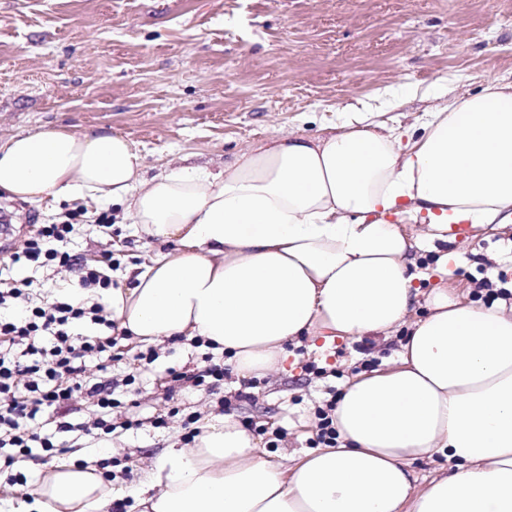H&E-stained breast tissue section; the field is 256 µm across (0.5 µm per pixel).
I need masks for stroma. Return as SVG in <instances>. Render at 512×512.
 <instances>
[{"label": "stroma", "mask_w": 512, "mask_h": 512, "mask_svg": "<svg viewBox=\"0 0 512 512\" xmlns=\"http://www.w3.org/2000/svg\"><path fill=\"white\" fill-rule=\"evenodd\" d=\"M512 82V0H0V139L46 127L80 130L102 125L124 135L141 155L147 176L174 164L212 171L246 145L274 133L324 136L353 112L401 131L418 116L487 78ZM83 207L85 219L68 240L79 262L105 268L116 288H128L159 255L173 252L138 235L119 208L68 197L11 203L9 259L42 224ZM112 217L111 227L98 223ZM449 249L459 255L448 285L478 299L475 280L512 283V227L468 228ZM33 301L60 285L77 288L75 271L10 266ZM134 338L119 340L112 363L117 428L97 437L59 435L61 452L0 471V500L21 498L57 462L85 450L111 467L117 481L135 482L166 450L184 446L185 415L221 412L261 426L259 453L295 458L316 434L314 409L340 395L356 374L393 367L398 338L372 336L336 343L319 357L297 347L292 373L238 377L226 355L224 385L173 396L171 371L203 369L204 349L189 341L153 344L156 360L139 369ZM136 378L140 393L122 381ZM250 391L247 400L239 399ZM167 424L155 427L157 417ZM132 421L122 429L123 421ZM24 473L26 486L12 484Z\"/></svg>", "instance_id": "stroma-1"}]
</instances>
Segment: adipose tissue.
Returning <instances> with one entry per match:
<instances>
[{"mask_svg":"<svg viewBox=\"0 0 512 512\" xmlns=\"http://www.w3.org/2000/svg\"><path fill=\"white\" fill-rule=\"evenodd\" d=\"M403 138L366 114L340 133L275 135L223 170L146 176L129 140L88 126L0 140V192L28 203H109L137 231L176 244L108 300L118 330L143 343L200 337L239 377L285 370L290 345L407 334L398 364L358 375L332 413L338 445L286 466L257 455L230 415L169 449L137 483L112 487L96 460L58 464L6 512H512V304L429 292L409 271L396 218L424 225L436 270L458 255L448 227L512 223V83L492 78L425 113ZM428 313L409 314L417 303ZM451 474L419 483L417 460Z\"/></svg>","mask_w":512,"mask_h":512,"instance_id":"adipose-tissue-1","label":"adipose tissue"}]
</instances>
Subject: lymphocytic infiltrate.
Here are the masks:
<instances>
[{"mask_svg":"<svg viewBox=\"0 0 512 512\" xmlns=\"http://www.w3.org/2000/svg\"><path fill=\"white\" fill-rule=\"evenodd\" d=\"M80 216L66 212L63 221L42 225L25 240L12 259L33 265L74 266L83 288H107L108 276L97 267L78 264L69 252L59 250ZM90 319L111 326L105 306L75 305L57 300L36 305L25 300L17 285H0V464L11 467L18 459L32 457L34 449L54 450V435L82 429L112 433L114 409L121 402L114 396V382L107 372L112 366V337L77 336L72 323ZM99 360L101 375L86 374L88 360ZM92 401L93 418L74 426L69 416L79 402ZM54 424L47 433L46 424Z\"/></svg>","mask_w":512,"mask_h":512,"instance_id":"1","label":"lymphocytic infiltrate"}]
</instances>
